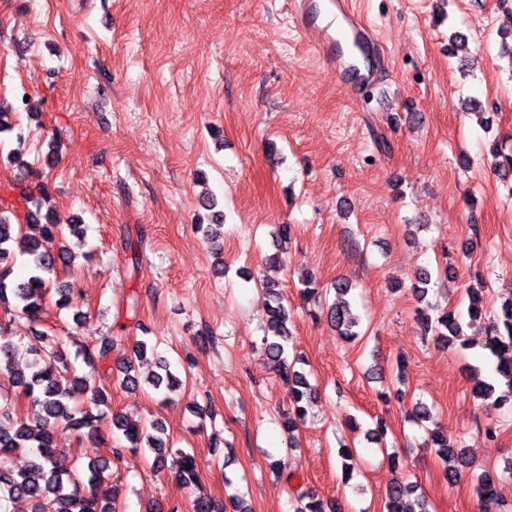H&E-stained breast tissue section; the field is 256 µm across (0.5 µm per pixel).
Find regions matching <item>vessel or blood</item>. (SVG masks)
Listing matches in <instances>:
<instances>
[{
    "mask_svg": "<svg viewBox=\"0 0 512 512\" xmlns=\"http://www.w3.org/2000/svg\"><path fill=\"white\" fill-rule=\"evenodd\" d=\"M356 4L357 0H329L327 9L341 19L340 36L357 51L356 56L341 62L340 77L347 86H359L365 100L371 102L381 85L374 63L383 49L379 36L359 19ZM293 11L303 36L315 52H326L335 36L328 27L318 25L308 0H293Z\"/></svg>",
    "mask_w": 512,
    "mask_h": 512,
    "instance_id": "1",
    "label": "vessel or blood"
}]
</instances>
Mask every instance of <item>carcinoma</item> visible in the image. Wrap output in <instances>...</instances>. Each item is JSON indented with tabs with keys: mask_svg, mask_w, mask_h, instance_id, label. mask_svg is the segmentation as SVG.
<instances>
[{
	"mask_svg": "<svg viewBox=\"0 0 512 512\" xmlns=\"http://www.w3.org/2000/svg\"><path fill=\"white\" fill-rule=\"evenodd\" d=\"M48 197V186L44 183L25 197L26 213L33 212L39 217L41 236L38 238L22 235V225L12 224L4 211H0V306L8 313L19 311L38 316L57 265H69L76 258L71 249L55 245L62 224L54 210H43ZM212 219L213 223L207 226L198 224L204 238L211 243L221 236L222 214L217 211ZM19 256L29 268V275L12 279V265ZM430 283L431 274L422 269L412 285L416 301L422 304L418 315L424 332L448 341L459 338L464 346L482 344L497 359L493 373L506 391L496 397L495 386L482 382L475 394L483 400L493 399L495 408L512 401V301L503 305L501 315L490 320L481 342L466 336L461 316L454 312L444 311L435 318L429 314L433 309L427 300ZM334 290L336 301L329 308L328 316L340 336L353 340L360 335L357 331L360 320L348 299L352 283L340 280ZM267 296V333L262 337V348L273 367L293 385L290 405L295 418L283 424V429L290 434L297 427V421L305 420L316 388L304 372L295 369V365L304 360L290 353L294 336L287 300L276 284L267 286ZM120 344L117 336H102L96 344L81 349L79 355L95 370ZM17 351L14 343H0V363L11 368L9 383L28 399L30 409L26 415L19 416L10 403L0 405V512H123L118 490L107 486L112 458L120 457L122 449H111L109 457L97 453L88 455L82 464L61 459L55 452L60 432L82 428L96 431L102 420L101 415L90 409L82 411L79 419L73 417L69 396L61 381L63 373L69 371L61 342L44 334L34 336L28 345L32 358L21 369L12 368ZM158 368L159 372L152 375L147 384L162 392L167 400L169 394L178 389L180 379L171 370V362L163 356L158 357ZM111 425L112 435L124 438L135 449L152 453L154 468L169 469L185 488L197 485L195 456L168 448L159 423L142 427L121 414H114ZM432 442L437 446L436 455L443 465L463 460L464 450L449 445L445 436L435 433ZM22 451L26 453L24 465L20 468L10 465L9 459ZM501 483L502 477L485 470L476 477V491L493 494ZM416 491L417 486L412 483L396 481L391 484L385 493V512H429L423 497H417L414 504L407 501ZM192 512H224V507L212 497L199 494L192 501ZM291 512L332 510L313 491L303 490L291 498Z\"/></svg>",
	"mask_w": 512,
	"mask_h": 512,
	"instance_id": "obj_1",
	"label": "carcinoma"
}]
</instances>
